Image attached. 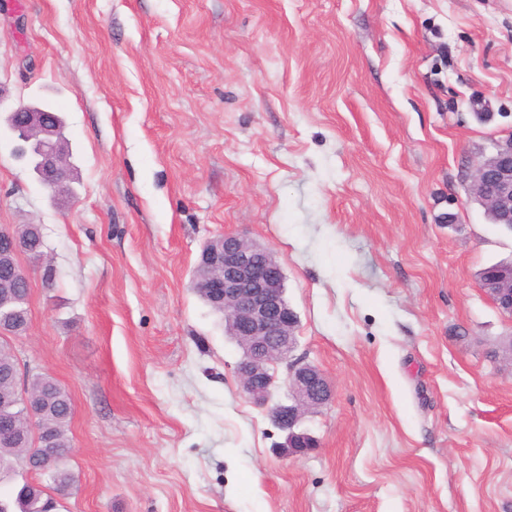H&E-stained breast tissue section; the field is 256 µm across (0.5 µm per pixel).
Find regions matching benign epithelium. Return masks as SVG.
Returning <instances> with one entry per match:
<instances>
[{
    "label": "benign epithelium",
    "mask_w": 512,
    "mask_h": 512,
    "mask_svg": "<svg viewBox=\"0 0 512 512\" xmlns=\"http://www.w3.org/2000/svg\"><path fill=\"white\" fill-rule=\"evenodd\" d=\"M45 115L43 107L21 103L8 113L6 124L16 141V158L52 193L65 194L67 158L59 148L64 125L46 121ZM467 180L470 198L485 209L491 223L512 227V132L492 143L491 152L477 160ZM43 248L39 236L22 241L12 230L0 228V259L9 263L25 295L30 290V273L19 257L41 264L50 278L52 268L45 263ZM193 281L224 313L225 335L241 350L235 372L242 391L255 405L267 408L273 424L286 434L283 451L293 454L315 447L314 438L300 430V425L308 414L332 400L333 386L317 366L290 359L298 318L285 298V275L274 253L243 235L219 236L204 246ZM478 288L512 317V261L486 267L478 276ZM282 362L286 363L288 394L276 400L278 377L273 366ZM42 414L40 407H28V426L10 417L0 418V437L52 449L50 437L32 425ZM70 454L69 449H52L50 455L37 450L24 458L22 471L47 473L49 464Z\"/></svg>",
    "instance_id": "benign-epithelium-1"
}]
</instances>
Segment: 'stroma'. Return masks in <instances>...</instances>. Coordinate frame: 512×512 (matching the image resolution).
Listing matches in <instances>:
<instances>
[{"mask_svg":"<svg viewBox=\"0 0 512 512\" xmlns=\"http://www.w3.org/2000/svg\"><path fill=\"white\" fill-rule=\"evenodd\" d=\"M66 120L73 197L0 127V226L37 224L21 362L69 392L60 512H512V232L466 172L512 131V0H0V109ZM270 248L332 401L294 455L190 288ZM477 283L502 313L512 317V261L486 267Z\"/></svg>","mask_w":512,"mask_h":512,"instance_id":"obj_1","label":"stroma"}]
</instances>
